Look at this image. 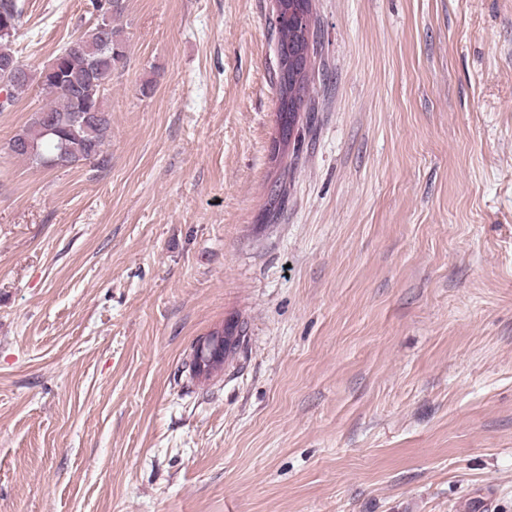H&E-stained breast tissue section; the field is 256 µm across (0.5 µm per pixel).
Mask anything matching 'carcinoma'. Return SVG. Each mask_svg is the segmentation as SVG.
Returning <instances> with one entry per match:
<instances>
[{
	"mask_svg": "<svg viewBox=\"0 0 512 512\" xmlns=\"http://www.w3.org/2000/svg\"><path fill=\"white\" fill-rule=\"evenodd\" d=\"M303 8L299 14L292 12L275 20L276 46L283 47L297 40V27L302 23L311 33V41L302 44V60L305 62L303 73L286 83L277 82V101L281 112L277 113L280 127L293 134L298 126L301 113L314 111L309 95L313 77V62L318 55V21L313 11L312 0H300ZM111 5L107 16L106 38L112 49L125 46L122 30L112 25V18L121 15L123 0H88L91 11H102ZM24 5L20 0H0V23L11 22L12 32L0 36V63L8 62L18 70H24L15 55L12 44L23 25ZM81 47L65 45L58 53L60 58V77L66 89H57L52 77L41 78L36 72L29 80H14L0 70V84L6 83L10 101L0 105L5 110L13 105L20 96L26 94L34 85L49 98V104L35 111L28 127L15 136L11 151L27 158L35 164L54 166L61 162L63 166H72L88 161L97 167H104L108 159L102 147L110 134L109 120L101 116L90 123L86 115L93 111L98 99L103 97L104 89L89 74V62L93 58L100 60L106 68L111 66L108 54L101 52L100 41L94 35V28H88L75 37Z\"/></svg>",
	"mask_w": 512,
	"mask_h": 512,
	"instance_id": "cac0c4a2",
	"label": "carcinoma"
}]
</instances>
